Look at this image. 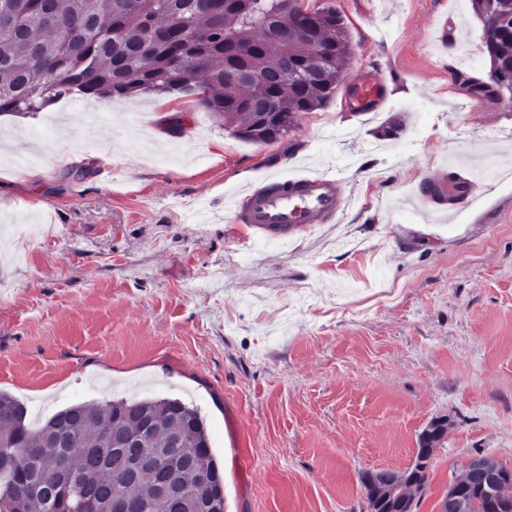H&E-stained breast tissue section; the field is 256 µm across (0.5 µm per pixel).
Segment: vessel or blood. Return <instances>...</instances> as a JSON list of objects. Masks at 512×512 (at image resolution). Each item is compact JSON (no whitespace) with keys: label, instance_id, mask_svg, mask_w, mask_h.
Returning <instances> with one entry per match:
<instances>
[{"label":"vessel or blood","instance_id":"obj_1","mask_svg":"<svg viewBox=\"0 0 512 512\" xmlns=\"http://www.w3.org/2000/svg\"><path fill=\"white\" fill-rule=\"evenodd\" d=\"M381 98L380 81L371 79L360 90L357 112L378 111ZM343 182L341 173L306 165L263 173L236 199L230 221L239 226L243 241H287L337 222L348 204ZM472 186L469 178H449L446 166L441 165L423 175L419 200L453 209L469 202Z\"/></svg>","mask_w":512,"mask_h":512}]
</instances>
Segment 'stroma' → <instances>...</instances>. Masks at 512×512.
<instances>
[{
  "instance_id": "1",
  "label": "stroma",
  "mask_w": 512,
  "mask_h": 512,
  "mask_svg": "<svg viewBox=\"0 0 512 512\" xmlns=\"http://www.w3.org/2000/svg\"><path fill=\"white\" fill-rule=\"evenodd\" d=\"M369 2L335 0L341 87L271 144L178 94L0 119V391L41 403L30 427L75 403L181 399L225 512H369L362 475L411 467L436 418L414 512H439L472 458L512 467V106L473 98L489 70L473 8ZM373 73L385 103L352 112ZM484 152L497 173L469 203L420 214L425 169ZM294 163L346 169L341 223L236 245L235 193Z\"/></svg>"
}]
</instances>
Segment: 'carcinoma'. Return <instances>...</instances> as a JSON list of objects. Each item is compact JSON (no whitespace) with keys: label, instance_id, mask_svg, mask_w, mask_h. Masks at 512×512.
<instances>
[{"label":"carcinoma","instance_id":"obj_1","mask_svg":"<svg viewBox=\"0 0 512 512\" xmlns=\"http://www.w3.org/2000/svg\"><path fill=\"white\" fill-rule=\"evenodd\" d=\"M193 0H0V112L29 114L75 91L97 97L135 98L178 91L224 119L239 139L269 144L299 126L300 116L335 97L344 62L352 53L347 24L324 0L315 38L329 56L313 63L304 42L283 46L268 38L280 22L276 0H218L215 10H192ZM475 9L499 19L485 28L489 57L499 66L491 93L512 83V0H477ZM52 12L58 22L43 17ZM199 34L180 43V21ZM56 62L50 72L39 58ZM242 73L238 81L231 73ZM27 408L0 392V512H112V498L146 505L147 512H225L224 475L209 450L197 409L177 398L105 399L58 410L38 428L26 424ZM448 434L431 422L420 434L416 460L402 472L399 490L369 501L370 512H411L427 484L429 459ZM137 437L133 448L118 441ZM178 437L181 447L170 441ZM171 456L183 495H160L170 478L163 469L132 473L133 456ZM68 479L58 473L60 459ZM512 469L499 466L483 478L470 470L450 487L464 499L463 512H504Z\"/></svg>","mask_w":512,"mask_h":512}]
</instances>
